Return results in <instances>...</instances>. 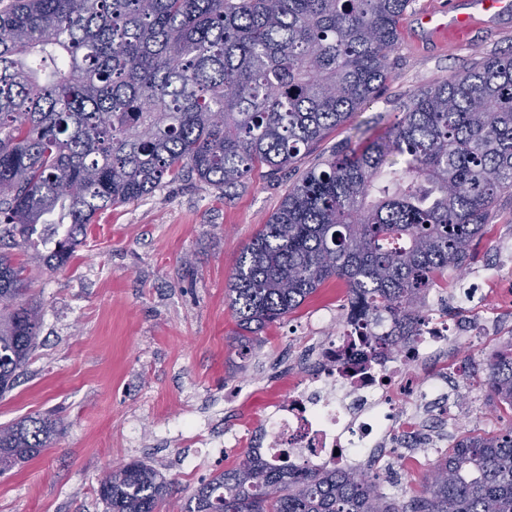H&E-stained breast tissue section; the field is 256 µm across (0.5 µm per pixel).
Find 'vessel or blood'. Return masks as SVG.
Instances as JSON below:
<instances>
[{
  "label": "vessel or blood",
  "mask_w": 512,
  "mask_h": 512,
  "mask_svg": "<svg viewBox=\"0 0 512 512\" xmlns=\"http://www.w3.org/2000/svg\"><path fill=\"white\" fill-rule=\"evenodd\" d=\"M511 14L512 0H448L443 8L420 15L416 32L426 40L462 44L477 23H492Z\"/></svg>",
  "instance_id": "obj_1"
}]
</instances>
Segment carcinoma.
<instances>
[{"instance_id": "cac0c4a2", "label": "carcinoma", "mask_w": 512, "mask_h": 512, "mask_svg": "<svg viewBox=\"0 0 512 512\" xmlns=\"http://www.w3.org/2000/svg\"><path fill=\"white\" fill-rule=\"evenodd\" d=\"M410 0H10L0 9V223L48 271L65 267L99 212L186 171L226 189L274 174L374 98ZM405 165L396 167L394 157ZM313 166L241 252L227 297L236 339L330 279L376 350L412 336L423 300L462 275L491 209L512 192V54L415 93L384 135ZM25 267L0 251V395L42 325ZM390 322V330L372 326ZM512 409V341L485 368ZM57 422L0 427V472L51 445ZM108 512H158L172 483L134 460L97 488ZM179 512H512V426L457 440L402 506L368 474L273 465L255 449Z\"/></svg>"}]
</instances>
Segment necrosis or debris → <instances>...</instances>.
Returning <instances> with one entry per match:
<instances>
[{"mask_svg": "<svg viewBox=\"0 0 512 512\" xmlns=\"http://www.w3.org/2000/svg\"><path fill=\"white\" fill-rule=\"evenodd\" d=\"M495 319L480 326L449 325L426 318L419 335L406 336L398 350L377 355L340 327L320 348L315 369L267 413L261 429L233 436L229 445L264 449L271 463L383 470L393 450L430 454L443 447L434 413H447L449 388L466 380L464 370L428 363L454 338L474 332L490 336Z\"/></svg>", "mask_w": 512, "mask_h": 512, "instance_id": "necrosis-or-debris-1", "label": "necrosis or debris"}]
</instances>
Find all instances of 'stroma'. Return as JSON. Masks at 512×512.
<instances>
[{
  "label": "stroma",
  "mask_w": 512,
  "mask_h": 512,
  "mask_svg": "<svg viewBox=\"0 0 512 512\" xmlns=\"http://www.w3.org/2000/svg\"><path fill=\"white\" fill-rule=\"evenodd\" d=\"M436 0H411L400 21L391 74L375 97L309 153L277 175L255 170L222 191L192 177L164 183L137 201L101 211L64 268L30 266L29 296L43 310L37 348L20 385L0 397V424L56 414L62 431L37 458L0 473V512H105L99 480L112 467L147 460L178 498L232 467L216 465L204 436L184 423L191 412L215 427L259 424L295 378V354L335 335L348 315L347 288L327 281L288 316L265 328L249 351L235 339L237 318L225 298L236 261L301 172L332 151L384 134L412 95L512 52V16L477 27L467 44L416 39L414 19ZM466 288L506 298L512 288V195H500L473 243ZM512 341V318L495 336H463L448 359L472 374L454 409L449 441L498 433L512 420L489 396L482 368L493 348ZM193 460L197 475L185 477ZM437 455L403 453L378 479L381 492L407 503L422 493Z\"/></svg>",
  "instance_id": "obj_1"
}]
</instances>
